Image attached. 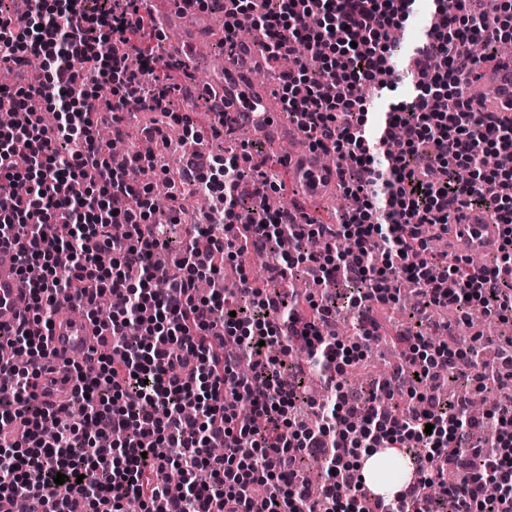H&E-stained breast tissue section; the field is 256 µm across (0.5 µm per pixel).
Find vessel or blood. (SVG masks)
Listing matches in <instances>:
<instances>
[{"label":"vessel or blood","instance_id":"b4317fda","mask_svg":"<svg viewBox=\"0 0 512 512\" xmlns=\"http://www.w3.org/2000/svg\"><path fill=\"white\" fill-rule=\"evenodd\" d=\"M152 10L160 18L168 34L171 53L183 62H193L200 37L213 41L224 38L221 27L210 25L201 12L185 9L177 0H153ZM266 68L265 57L255 42L237 44L231 55L225 56L224 66L214 72L210 84L223 98L221 112L234 116L240 112L255 114L249 131L255 139L275 138L288 144V169L297 197L312 199L335 194L340 177L336 167L325 164L320 151L296 148L298 127L288 118L279 96L272 94L255 79ZM491 92V111L512 118V56H501L482 67L465 87L467 99L478 100L481 90ZM453 227L460 234L463 250L477 253L498 239V228L479 209H464L455 213ZM29 303L26 286L18 270L16 252L0 249V326L13 325L24 314ZM112 328L110 323L74 316L63 309L55 316L51 329L50 347L59 357L84 363L95 359ZM79 380L76 374L61 369L46 372L37 380L39 403L60 404L71 395Z\"/></svg>","mask_w":512,"mask_h":512}]
</instances>
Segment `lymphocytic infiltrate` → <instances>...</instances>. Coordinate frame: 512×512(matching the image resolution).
I'll use <instances>...</instances> for the list:
<instances>
[{"instance_id": "obj_1", "label": "lymphocytic infiltrate", "mask_w": 512, "mask_h": 512, "mask_svg": "<svg viewBox=\"0 0 512 512\" xmlns=\"http://www.w3.org/2000/svg\"><path fill=\"white\" fill-rule=\"evenodd\" d=\"M23 2L22 13L0 10V67L14 74L0 87V110L12 115L0 126V247L16 249L21 272L40 275L26 282V315L0 328V346L27 357L22 370L0 359V501L24 497L28 512H124L132 500L142 512H253L258 501L266 512H336L342 499L357 512H441L448 498L453 512H512V403L477 421L459 401L399 415L382 400L474 368L473 349L401 334L405 363L385 391L353 398L341 378L354 355L329 331L332 305H301L292 291L260 289L245 274L230 289L203 296L196 288L219 280L224 261L246 267L284 236L291 250L277 267L281 280L292 282L308 262L322 283L348 284L362 345L377 338L375 304L394 300L409 277L421 310L479 309L512 321V120L474 109L460 90L479 61L495 60L499 43L512 40V0H435L416 92L380 118L364 111L357 90L382 85L388 34L410 24L414 0H223L225 49L242 30L256 32L287 111L311 147L335 155L341 191L356 201L337 224L271 214L245 194L251 174L265 193L284 188L260 150L210 154L202 164L193 151L162 199L154 157L135 152L112 168L123 112L150 113L143 132L163 142L180 127L195 148L203 139L193 120L170 102L199 96L214 114L216 93L195 89L182 61L155 53L161 33L147 0ZM473 42L484 45L482 57L471 55ZM487 154L495 168L482 165ZM186 183L216 200L200 218L211 234L205 250L197 231L171 232L186 211ZM244 205L256 223L238 224ZM464 208L487 212L499 228L497 254L476 266L429 249L422 234L428 226L448 236L452 212ZM116 224L127 227L122 237L112 235ZM94 235L103 241L96 255L86 247ZM314 237L325 242L317 254L307 247ZM161 252L171 267L157 264ZM61 300L112 324L110 351L84 372L75 412L34 401ZM298 343L328 391L315 427L293 416L303 386L282 375L280 355ZM245 355L254 361L248 373ZM219 434L224 450L210 453ZM347 446L411 448L415 489L369 495L340 453ZM307 456L326 474L317 494L303 479ZM452 463L462 478L451 486ZM172 469L182 479L175 498L163 481ZM200 469L209 484L197 482ZM425 486L442 493L421 496Z\"/></svg>"}]
</instances>
